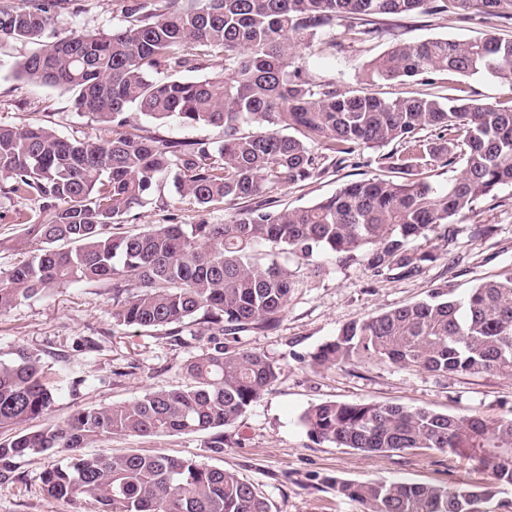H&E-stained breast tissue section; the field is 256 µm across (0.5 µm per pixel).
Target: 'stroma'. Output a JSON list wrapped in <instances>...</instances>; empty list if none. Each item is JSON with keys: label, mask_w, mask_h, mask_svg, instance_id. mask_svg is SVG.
<instances>
[{"label": "stroma", "mask_w": 512, "mask_h": 512, "mask_svg": "<svg viewBox=\"0 0 512 512\" xmlns=\"http://www.w3.org/2000/svg\"><path fill=\"white\" fill-rule=\"evenodd\" d=\"M123 0H75L57 25L60 34L78 28L109 32L125 25ZM368 41L336 47L323 56L301 51L298 59L317 79L333 81L338 90L362 89L383 98L413 97L423 92L455 96L465 88L472 99L495 102L512 98V88L488 75L460 79L452 73L436 75L435 83L420 78L369 81L365 68L372 59L397 42L432 38L465 40L478 36L479 21L448 12L385 16L372 25ZM28 45H0V124L39 123L70 139L108 137L112 127L75 109L70 93L17 78L12 65ZM132 132L191 143L220 141L223 131L210 126H187L171 119L158 123L128 114ZM395 145L362 149L342 166L324 163L313 178L273 190L280 207L293 209L331 196L343 184L368 177H393L388 155ZM39 218L38 202L0 194V268L26 260L18 215ZM129 231L157 224L223 223L224 204L205 209L182 203L172 177L157 181L147 203L135 209ZM450 239H432L438 258L412 279L371 276L360 261L339 262L322 257L319 276L305 278L288 301L281 321L273 327L243 333L244 348L267 354L280 366L274 386L253 403L233 425L224 429L221 451L203 447V435L157 434L115 436L89 446L118 456L129 452L191 458L236 474L255 486L269 501L271 512H360L358 503L339 495L341 482L370 479L449 484L467 480L482 484L489 471L457 456L413 450L370 456L313 439L300 417L310 406L327 401L376 402L423 406L439 412L490 419L512 416V376L488 372L474 375L435 376L412 368L373 360L315 366L310 356L339 328L355 318H367L414 302L442 287L460 296L484 280L512 269V186L475 204L456 221ZM111 284L77 283L52 289L17 304L0 316V360L7 361L17 346L40 354L54 370L72 369L83 376L77 388L59 391L52 409L27 421L26 429L60 423L77 410L131 402L146 392L185 386L187 361L206 351L210 337L202 325L187 321L179 335L168 329L140 332L113 325ZM93 340L95 348L84 345ZM62 455L18 460L20 479L0 485V512H97L94 501L73 502L43 494L41 475Z\"/></svg>", "instance_id": "stroma-1"}]
</instances>
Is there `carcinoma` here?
Listing matches in <instances>:
<instances>
[{
  "label": "carcinoma",
  "instance_id": "obj_1",
  "mask_svg": "<svg viewBox=\"0 0 512 512\" xmlns=\"http://www.w3.org/2000/svg\"><path fill=\"white\" fill-rule=\"evenodd\" d=\"M453 9L481 15L477 38L397 43L367 65L371 81L440 72L487 73L512 87V0H124L127 25L108 33H50L72 0H0V43L36 45L13 74L75 91L76 109L98 122L127 125V111L165 122L223 129L224 139L180 143L118 133L98 141L65 139L38 124H0V192L42 202L46 217H20L32 255L0 269V315L18 303L74 283L112 282V323L135 329L180 328L199 318L213 345L187 365L184 388L86 408L63 423L0 441V484L16 480L15 460L61 453L43 472L53 498H91L98 512H271L268 500L235 474L190 458L129 453L90 456L82 449L114 435L205 433V448L224 447L233 424L276 382L279 365L238 346V335L279 321L295 274L281 253L305 261L360 255L374 277L420 275L437 255L419 242L449 237V224L473 204L512 185V104L477 99H385L341 93L296 65L299 49L322 55L362 43L368 19ZM338 28L330 39L326 30ZM222 53L224 77H156L200 65L196 48ZM245 125L254 127L243 132ZM391 143L398 180L366 178L296 209L264 195L310 179L320 161L343 163L355 151ZM318 146L315 153L312 146ZM463 162L446 187L422 175ZM160 173L173 176L190 204L258 199L222 224H160L122 231L148 200ZM360 358L437 375H512V271L461 298H431L344 324L311 355L317 366ZM61 379L23 346L0 361V429L47 413ZM322 443L362 453L413 449L448 452L490 470L472 486L407 481L342 482L338 493L361 512H512L501 487L512 486V417L488 421L425 407L324 402L301 415Z\"/></svg>",
  "mask_w": 512,
  "mask_h": 512
}]
</instances>
